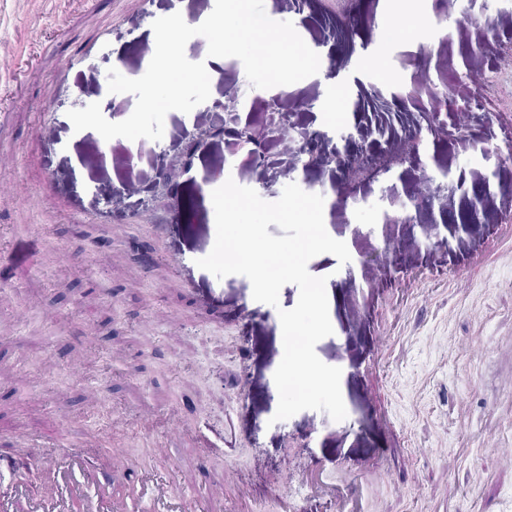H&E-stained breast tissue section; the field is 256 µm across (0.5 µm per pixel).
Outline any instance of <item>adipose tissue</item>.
I'll return each mask as SVG.
<instances>
[{"instance_id": "adipose-tissue-1", "label": "adipose tissue", "mask_w": 512, "mask_h": 512, "mask_svg": "<svg viewBox=\"0 0 512 512\" xmlns=\"http://www.w3.org/2000/svg\"><path fill=\"white\" fill-rule=\"evenodd\" d=\"M247 5L248 0H221L215 11L202 21L192 23L182 14L174 13L163 27L149 30L148 39L161 47L164 55L161 62L149 65L141 76L145 94H152L170 72L183 69L184 62L178 48L183 41L200 31L212 37L206 71L210 74L218 73L224 64L226 19L232 11L245 14L247 31L262 45L263 61L273 62L280 53L283 40L288 37V31L274 25L265 16L248 13Z\"/></svg>"}]
</instances>
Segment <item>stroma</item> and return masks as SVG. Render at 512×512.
<instances>
[{
	"mask_svg": "<svg viewBox=\"0 0 512 512\" xmlns=\"http://www.w3.org/2000/svg\"><path fill=\"white\" fill-rule=\"evenodd\" d=\"M215 6L0 0V448L46 459L53 445L75 444L101 468L111 449L126 453L127 471L105 490L65 498L63 512L113 499L137 512L164 482L188 498L174 512H284L272 482L285 468L309 480L297 512H492L512 466L480 438L512 428V380L504 356L475 360L465 347L479 336L512 340V265L501 258L512 249V162L499 150L497 99L486 101L483 126L462 135L456 112L444 138L425 131L424 113L443 80L455 98L470 95L512 43V14L498 0H465L390 37L380 0H358L350 22L365 28L366 45L351 52L326 20L329 0H252L255 13L320 51L325 71L292 63L286 79L267 83L247 65L248 38L230 26L218 77H196L211 47L198 34L180 47L184 80L155 90L168 107L154 111L138 80L159 55L148 30L172 12L196 22ZM376 51L390 79L371 72L349 84L357 56ZM330 77L347 96L327 117ZM233 81L258 90L257 113L264 101L304 97L295 122L345 158L422 129L423 166L402 165L350 196L336 164L306 168L282 152L264 169L228 164L230 131L176 177L181 207L133 215L156 155L192 139ZM103 126L112 131L107 154ZM444 171L448 190L424 183ZM273 174V190H263ZM230 179L268 202L292 183L317 191L329 233L348 247L346 264L321 254L308 263L334 290L333 333L315 352L341 370L343 420L311 409L273 419L277 309L297 304L298 287L281 288L273 307L254 300L245 276L220 279L196 264L216 238L207 192ZM119 182L128 195L106 208ZM422 185L430 206L411 210V225L388 223L392 201ZM477 195L476 221L454 230ZM430 235L448 238L449 250L428 247ZM62 249L72 266L57 264ZM383 252L391 264L377 262ZM475 304L487 312L481 328L467 315ZM81 328L95 344L76 341ZM174 421L186 435L169 438ZM386 469L392 479H381Z\"/></svg>",
	"mask_w": 512,
	"mask_h": 512,
	"instance_id": "1",
	"label": "stroma"
}]
</instances>
